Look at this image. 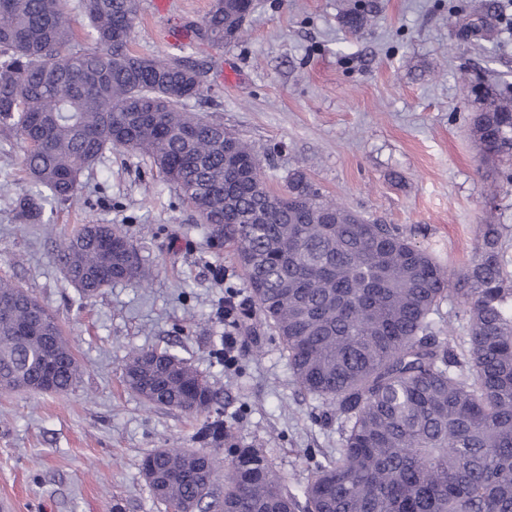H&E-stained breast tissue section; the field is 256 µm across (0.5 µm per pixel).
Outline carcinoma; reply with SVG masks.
<instances>
[{"label":"carcinoma","mask_w":512,"mask_h":512,"mask_svg":"<svg viewBox=\"0 0 512 512\" xmlns=\"http://www.w3.org/2000/svg\"><path fill=\"white\" fill-rule=\"evenodd\" d=\"M251 0H214L199 36L243 34ZM373 0L342 15L355 36ZM139 0H0V130L22 151L28 183L14 205L29 224L75 198L80 178L114 147L144 156L207 214L210 245L229 243L253 301L281 339L296 384L342 421L341 447L285 485L254 448L220 459L159 448L142 462L172 512H512V284L495 224L460 269L445 268L388 224L323 196L306 174L271 191L261 161L224 124L188 112L199 73L177 57L131 49ZM90 43L75 41V27ZM473 132L483 154L512 158V94L477 79ZM112 224L89 222L56 246L64 278L89 299L147 284ZM448 299L467 319L465 347L439 335ZM79 365L53 312L0 280V389L60 393ZM122 382L148 404L203 416L198 436L224 447L222 393L178 353L131 352Z\"/></svg>","instance_id":"1"}]
</instances>
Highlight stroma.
<instances>
[{
	"label": "stroma",
	"mask_w": 512,
	"mask_h": 512,
	"mask_svg": "<svg viewBox=\"0 0 512 512\" xmlns=\"http://www.w3.org/2000/svg\"><path fill=\"white\" fill-rule=\"evenodd\" d=\"M213 0H171L157 13L139 0L134 51L174 55L200 71L189 111L223 122L258 154L282 191L304 171L325 196L388 224L445 267L467 263L483 227L512 278V162H485L471 133L476 77L512 83V7L484 16L479 0H376L362 37L349 35L346 0H252L240 41L196 38ZM189 30L172 45L163 33ZM20 150L0 136V277L53 310L80 379L63 393L0 390V502L9 512H166L141 471L157 448L203 450V420L151 406L127 391L130 350L174 348L224 392L230 441L272 459L303 485L310 453L335 454L340 423L305 396L275 332L250 303L233 246L211 248L207 229L149 159L106 152L77 197L50 223L16 219ZM94 220L121 227L153 270L149 286L118 283L85 299L59 271L54 242ZM240 294V355L225 369L224 298Z\"/></svg>",
	"instance_id": "obj_1"
}]
</instances>
